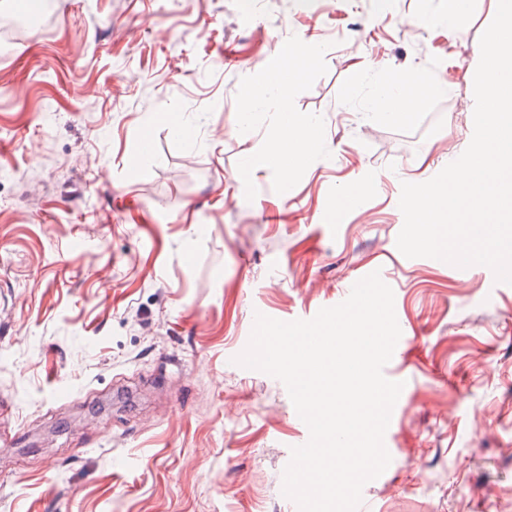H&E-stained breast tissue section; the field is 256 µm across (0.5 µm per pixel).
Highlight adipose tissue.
I'll return each instance as SVG.
<instances>
[{"label": "adipose tissue", "mask_w": 512, "mask_h": 512, "mask_svg": "<svg viewBox=\"0 0 512 512\" xmlns=\"http://www.w3.org/2000/svg\"><path fill=\"white\" fill-rule=\"evenodd\" d=\"M314 56V49L306 41L294 42L287 61L274 63L262 82L247 88L244 98L246 111L257 112L271 106L278 112V132L269 142L268 152L287 174L304 165L320 147L316 126L308 118L291 113L288 107L291 85ZM444 90V85L432 78L406 71L396 84L381 88L370 99L368 108L399 121L420 108L425 97Z\"/></svg>", "instance_id": "adipose-tissue-1"}]
</instances>
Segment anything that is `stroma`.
<instances>
[{
  "label": "stroma",
  "mask_w": 512,
  "mask_h": 512,
  "mask_svg": "<svg viewBox=\"0 0 512 512\" xmlns=\"http://www.w3.org/2000/svg\"><path fill=\"white\" fill-rule=\"evenodd\" d=\"M53 2L0 44V512H299L307 428L232 359L255 314L311 319L375 271L409 352L357 512H512V285L396 246L402 182L471 141L490 0L448 27V0ZM299 38L289 107L322 149L286 179L241 96ZM411 69L447 93L367 111Z\"/></svg>",
  "instance_id": "stroma-1"
}]
</instances>
